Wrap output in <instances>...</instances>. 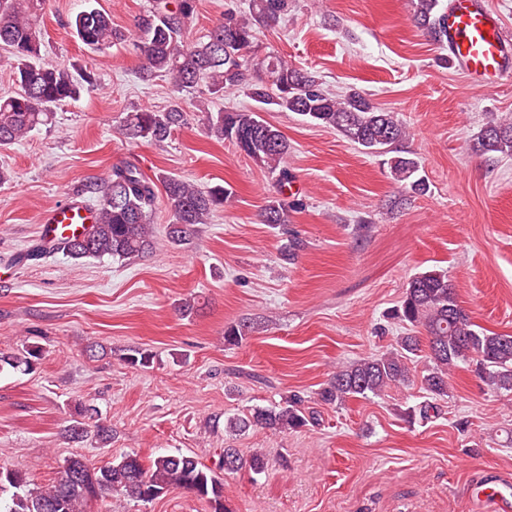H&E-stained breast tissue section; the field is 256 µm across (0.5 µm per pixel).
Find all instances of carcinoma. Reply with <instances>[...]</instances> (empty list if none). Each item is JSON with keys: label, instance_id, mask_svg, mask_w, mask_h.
<instances>
[{"label": "carcinoma", "instance_id": "obj_1", "mask_svg": "<svg viewBox=\"0 0 512 512\" xmlns=\"http://www.w3.org/2000/svg\"><path fill=\"white\" fill-rule=\"evenodd\" d=\"M46 0H0V49L14 60L16 90L0 97V146L11 145L45 124L59 105L76 101L82 92L98 87V78L87 70L70 69L44 58V35L38 18ZM288 11V0H251L249 12H227L224 22L196 41L188 33L196 13V0H156L155 6L138 17L135 46L142 57L140 77L152 81L170 78L178 92L207 84L211 94L243 90L254 107L236 111H207L208 132L230 141L246 156L263 165L285 193L293 176L288 169L291 145L283 133L262 118L266 112H294L305 120L332 128L370 154L385 157L390 174L403 190L424 194L428 186L415 177L418 161L404 150L409 129L394 114L375 106L367 95L352 89L339 97L323 87L311 71L288 64L269 51L258 55L256 30L276 27ZM413 20L436 43L446 37L441 0H415ZM74 35L88 49L103 52L127 35L112 26V17L97 8L78 12L69 22ZM265 70L266 77L249 79L250 70ZM184 112L175 104L165 111L141 108L127 114L124 134L148 143L167 140L184 124ZM476 154L493 161L512 156V115L488 122L472 139ZM162 184L170 213L167 242L184 245L199 224H207L212 214L232 200L233 191L222 185L200 188L174 176L146 177L133 164L112 168L104 180L90 181L81 194L97 199L93 222L75 237L50 246L38 244L20 254L17 262L40 260L51 252H61L73 260L103 258L125 261L155 249L157 239L153 213L157 184ZM289 205L276 197L261 213L264 224H286ZM387 318L412 328L423 327L427 344L408 333L398 339V348L361 358L340 367L317 396L326 405H341L352 397L379 396L391 386H410L415 375L410 364L424 354L426 366L420 384L425 400L407 411L422 421L443 414L442 401L448 397V380L459 363L474 371L499 392H512V335L488 332L477 327L460 305L448 271L430 269L412 276L400 304ZM251 326L247 322L224 331V341L235 345ZM37 345H25L9 354L0 353V364L24 372L33 370L41 359ZM151 351L134 348L123 362L132 368H147ZM79 419L67 426L73 442H82L89 433L101 440L111 437L109 426L96 418L94 408L79 404ZM317 417L303 408V400L293 394L274 408L254 407L242 416L224 422L225 431L241 434L251 428L288 431L314 424ZM267 462L259 451L246 458L237 448H226L222 456L224 472L245 467L264 472ZM175 489L185 490L210 504L212 512H226L224 480L216 471L187 455L159 454L149 461L137 455H123L95 466L82 457L66 461L65 468L48 484L38 486L20 471L0 468V512H87L94 502L118 494L149 503Z\"/></svg>", "mask_w": 512, "mask_h": 512}]
</instances>
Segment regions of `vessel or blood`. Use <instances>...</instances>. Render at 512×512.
I'll use <instances>...</instances> for the list:
<instances>
[{
	"mask_svg": "<svg viewBox=\"0 0 512 512\" xmlns=\"http://www.w3.org/2000/svg\"><path fill=\"white\" fill-rule=\"evenodd\" d=\"M445 23L448 58L466 80L492 87L512 80V31L486 0H450ZM91 220V211L73 201L46 213L41 236L57 241L80 231ZM481 500L494 512H512V478L492 474Z\"/></svg>",
	"mask_w": 512,
	"mask_h": 512,
	"instance_id": "b4317fda",
	"label": "vessel or blood"
}]
</instances>
